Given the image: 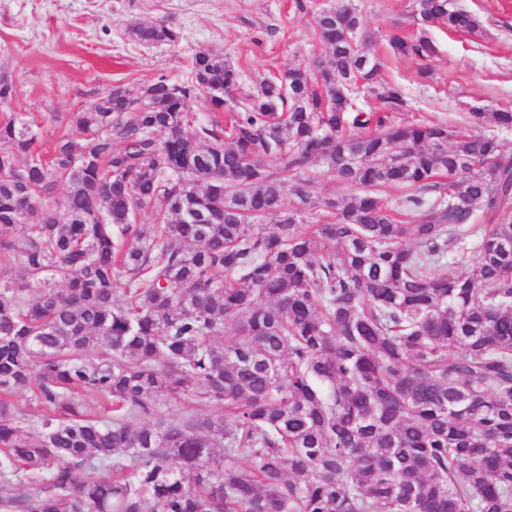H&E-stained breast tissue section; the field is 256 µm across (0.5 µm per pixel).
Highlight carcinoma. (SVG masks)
<instances>
[{"instance_id": "carcinoma-1", "label": "carcinoma", "mask_w": 512, "mask_h": 512, "mask_svg": "<svg viewBox=\"0 0 512 512\" xmlns=\"http://www.w3.org/2000/svg\"><path fill=\"white\" fill-rule=\"evenodd\" d=\"M412 10L397 55L437 56L433 26L482 30L451 0ZM313 21L330 56L225 124L193 114L200 88L219 112L239 87L209 50L182 82L72 113L51 157L34 117L0 119V512H512V163L472 132L480 110H359L403 92L375 86L356 7ZM317 165L348 193L315 197ZM150 207L166 220L146 235ZM454 231L478 239L472 275H448ZM163 394L191 409L165 418Z\"/></svg>"}]
</instances>
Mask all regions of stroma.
<instances>
[{
    "instance_id": "obj_1",
    "label": "stroma",
    "mask_w": 512,
    "mask_h": 512,
    "mask_svg": "<svg viewBox=\"0 0 512 512\" xmlns=\"http://www.w3.org/2000/svg\"><path fill=\"white\" fill-rule=\"evenodd\" d=\"M374 35L363 49L380 58L381 77L397 84L406 103L397 124H463L467 112L512 110V0H455L480 17L471 36L430 30L439 57L421 61L392 55L390 32L413 35L411 0H351ZM336 0H0V77L14 85L0 113L32 114L45 144H53L71 112L91 108L114 85L138 94L166 76L185 80L192 56L223 54L240 75L236 97L263 79L313 65L327 50L319 43L314 8ZM164 23L181 34L177 46H144L134 26Z\"/></svg>"
}]
</instances>
